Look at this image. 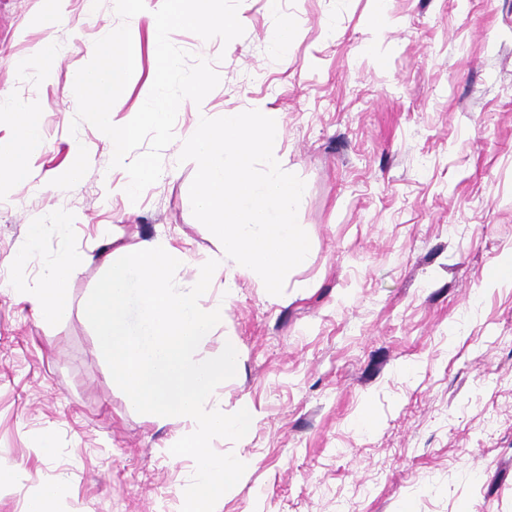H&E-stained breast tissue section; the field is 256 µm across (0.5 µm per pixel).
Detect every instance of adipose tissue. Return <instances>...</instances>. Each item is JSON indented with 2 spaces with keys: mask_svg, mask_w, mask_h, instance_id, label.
Segmentation results:
<instances>
[{
  "mask_svg": "<svg viewBox=\"0 0 512 512\" xmlns=\"http://www.w3.org/2000/svg\"><path fill=\"white\" fill-rule=\"evenodd\" d=\"M0 112L10 116L15 133L6 147H0V191L25 183L33 176L32 160L42 148L38 109L35 104H15L10 98L0 97ZM72 264L62 258L53 261L40 286L30 289L32 302L43 320L52 322L64 317L70 307L68 281Z\"/></svg>",
  "mask_w": 512,
  "mask_h": 512,
  "instance_id": "ef3b65f1",
  "label": "adipose tissue"
}]
</instances>
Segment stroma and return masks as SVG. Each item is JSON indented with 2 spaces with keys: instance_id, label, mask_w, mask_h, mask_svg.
<instances>
[{
  "instance_id": "1",
  "label": "stroma",
  "mask_w": 512,
  "mask_h": 512,
  "mask_svg": "<svg viewBox=\"0 0 512 512\" xmlns=\"http://www.w3.org/2000/svg\"><path fill=\"white\" fill-rule=\"evenodd\" d=\"M114 5L62 0L48 27L47 0H0V95L38 103L44 140L33 181L0 195V458L24 491L63 479L61 512H181L194 461L170 449L191 425L135 411L84 303L120 248L169 241L187 280L217 241L192 214L195 165L178 160L194 109L180 106L133 209L111 141L74 121L75 75L119 25ZM238 18L227 44L171 39L221 78L209 117L278 113L310 251L281 295L228 264L201 299L223 300L224 321L200 356L228 338L240 350L218 404L254 412L244 439L212 442L247 465L221 512H512V0H240ZM128 25L124 122L157 70L147 19ZM48 42L62 56L39 59ZM61 256L70 312L47 323L25 291Z\"/></svg>"
}]
</instances>
